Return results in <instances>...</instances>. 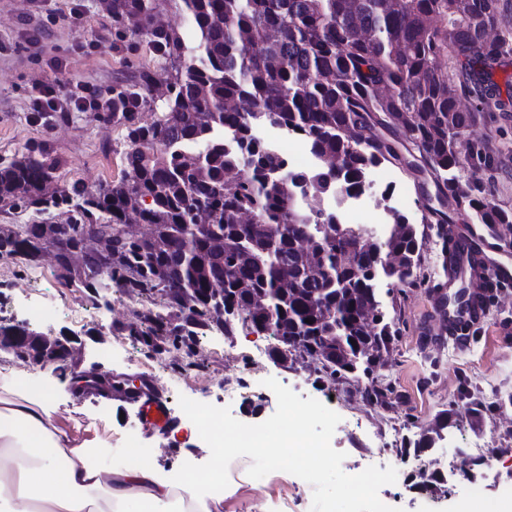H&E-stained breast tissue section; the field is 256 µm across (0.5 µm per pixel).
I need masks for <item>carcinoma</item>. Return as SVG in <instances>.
<instances>
[{
  "label": "carcinoma",
  "mask_w": 512,
  "mask_h": 512,
  "mask_svg": "<svg viewBox=\"0 0 512 512\" xmlns=\"http://www.w3.org/2000/svg\"><path fill=\"white\" fill-rule=\"evenodd\" d=\"M180 9L192 41L155 0H112V53L143 50L159 65L112 85L124 173L92 193L55 187L59 160L30 147L0 167V204L40 220L1 224L0 254L30 265L52 251L61 277L96 297L117 288L161 302L165 315L137 312L135 335L153 352L192 353L198 331L228 328L222 310L236 306L243 324L299 340L300 355L333 377L370 370L364 351L382 352L391 336L374 281L413 283L400 270L417 266L416 231L398 212L383 240L367 239L328 200L362 194L386 162L431 174L437 196L454 195L490 230L512 223L480 181L494 158L468 139L474 111L440 65L463 61L481 101L501 105L492 71L512 53V31L484 35L500 0H180ZM258 124L299 135L320 165L291 169L255 135ZM132 215L147 229L139 239L118 232ZM88 227L106 249L83 246ZM0 350L55 363L67 347L0 318ZM449 418L440 412L414 451L432 448L456 425Z\"/></svg>",
  "instance_id": "carcinoma-1"
}]
</instances>
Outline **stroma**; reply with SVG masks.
<instances>
[{
  "label": "stroma",
  "instance_id": "obj_1",
  "mask_svg": "<svg viewBox=\"0 0 512 512\" xmlns=\"http://www.w3.org/2000/svg\"><path fill=\"white\" fill-rule=\"evenodd\" d=\"M77 1L82 4L80 20H59V12L69 11ZM111 4L112 0H0V165L43 143L60 161L58 186L76 184L92 191L121 177L123 131L111 120L74 112L47 129L28 119L34 85L63 87L84 81L108 92L115 78L134 76L149 64L143 52L123 61L113 58ZM33 30L40 36L37 49L28 42ZM54 57L66 60V70L51 65ZM470 138L488 146L495 162L481 177L495 203L512 211V109L481 107ZM393 175L395 194L408 200L403 213L417 230L420 266L413 283L394 286L383 279L377 285L394 339L385 365L372 375L357 371L334 380L308 358L275 361L269 355L274 339L238 320L227 330L210 328L198 334L195 347L206 356L185 366L155 354L130 335L142 302L115 290L109 296L111 309H97L87 289L59 278L48 252L27 266L0 258V311L30 321L33 329L46 335L69 339L83 368L154 378L177 417L178 430L151 431L118 399L78 391L70 372L27 365L4 351L0 385L37 379L49 389L53 420L71 445L100 449L98 463L109 470L124 464L127 438L138 437L153 451L154 470L168 480L183 463L202 464L210 457L203 440H189L190 421L179 406V396L196 398L198 388L218 387L243 368L258 366L301 397H334L341 420L331 445L346 455L343 471L354 475L370 466L395 468L396 482L382 486L379 496L394 499L402 512H421L428 499L412 487L421 466L414 442L442 410L450 411L459 424L444 433L430 457L446 464L467 459L471 478L482 486L487 501L512 497V405L507 402L512 396V287L491 298L484 322L466 344L432 343L439 323L430 299L446 280L448 237H443L439 224L422 220L435 194L433 183L417 185L398 169ZM27 281L33 282L32 291H24ZM210 403L255 424L277 408L275 394L264 386L244 403L221 395ZM248 468V462L236 464L223 500L212 504L211 512H310L309 483L283 471L256 480L248 476Z\"/></svg>",
  "mask_w": 512,
  "mask_h": 512
}]
</instances>
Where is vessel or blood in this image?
<instances>
[{
	"instance_id": "1",
	"label": "vessel or blood",
	"mask_w": 512,
	"mask_h": 512,
	"mask_svg": "<svg viewBox=\"0 0 512 512\" xmlns=\"http://www.w3.org/2000/svg\"><path fill=\"white\" fill-rule=\"evenodd\" d=\"M475 254L481 264L477 279L482 287L474 292L472 304L463 308L447 306L439 295L432 300V306L438 313L443 328L452 339L465 337L475 326L482 323L485 299L492 289L512 283L511 268L495 263L483 248H476ZM123 400L133 406L143 423L151 430L165 432L175 423L166 398L151 379H142L135 388L125 389Z\"/></svg>"
}]
</instances>
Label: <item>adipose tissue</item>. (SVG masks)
<instances>
[{
	"instance_id": "ef3b65f1",
	"label": "adipose tissue",
	"mask_w": 512,
	"mask_h": 512,
	"mask_svg": "<svg viewBox=\"0 0 512 512\" xmlns=\"http://www.w3.org/2000/svg\"><path fill=\"white\" fill-rule=\"evenodd\" d=\"M47 397L0 391V512H210L205 480L160 479L144 459L103 472L85 449L68 448Z\"/></svg>"
}]
</instances>
